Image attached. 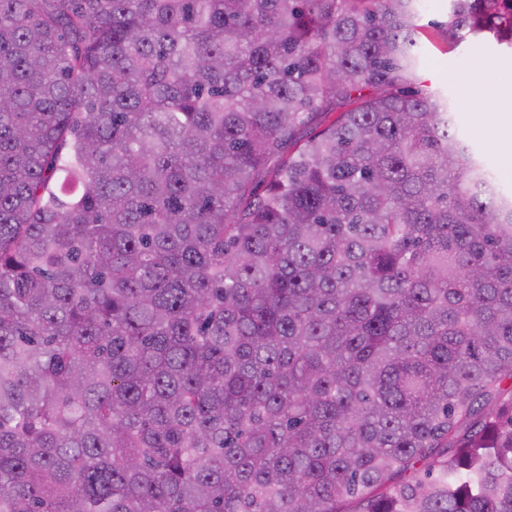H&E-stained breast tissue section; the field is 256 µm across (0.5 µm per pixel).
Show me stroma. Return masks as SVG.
<instances>
[{"instance_id":"35a3bbf8","label":"stroma","mask_w":512,"mask_h":512,"mask_svg":"<svg viewBox=\"0 0 512 512\" xmlns=\"http://www.w3.org/2000/svg\"><path fill=\"white\" fill-rule=\"evenodd\" d=\"M449 0H429L419 16L421 43L420 80L424 89L447 95L453 110V127L496 175L498 187L512 193V171L507 170L483 130L491 109L476 73L486 69L500 87L512 88V47L495 38L461 33L449 41L442 33L448 21Z\"/></svg>"}]
</instances>
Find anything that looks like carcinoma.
Listing matches in <instances>:
<instances>
[{
	"label": "carcinoma",
	"instance_id": "carcinoma-1",
	"mask_svg": "<svg viewBox=\"0 0 512 512\" xmlns=\"http://www.w3.org/2000/svg\"><path fill=\"white\" fill-rule=\"evenodd\" d=\"M419 2L0 0V512H512V196Z\"/></svg>",
	"mask_w": 512,
	"mask_h": 512
}]
</instances>
